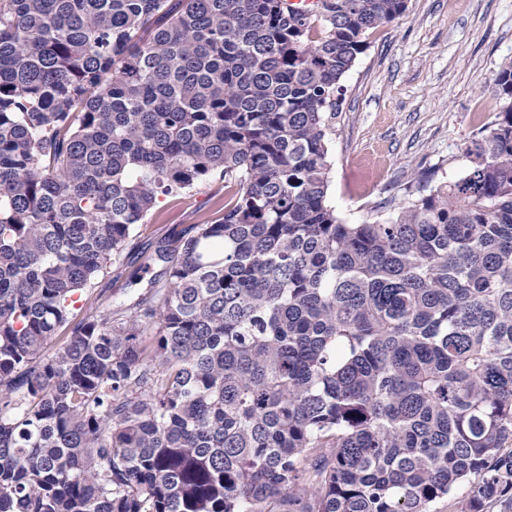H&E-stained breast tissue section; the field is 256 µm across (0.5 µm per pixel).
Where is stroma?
I'll return each instance as SVG.
<instances>
[{
    "label": "stroma",
    "mask_w": 512,
    "mask_h": 512,
    "mask_svg": "<svg viewBox=\"0 0 512 512\" xmlns=\"http://www.w3.org/2000/svg\"><path fill=\"white\" fill-rule=\"evenodd\" d=\"M367 42L343 80L329 143V202L349 224L397 212L411 198L413 177L425 173L437 184L469 167L466 142L504 105L495 77L512 60V0H408L406 12L370 31ZM223 203L220 184L158 195L137 231V257L101 276L86 305L105 311L130 292L131 276L160 268L162 242Z\"/></svg>",
    "instance_id": "obj_1"
}]
</instances>
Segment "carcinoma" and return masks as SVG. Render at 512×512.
Segmentation results:
<instances>
[{"label":"carcinoma","instance_id":"1","mask_svg":"<svg viewBox=\"0 0 512 512\" xmlns=\"http://www.w3.org/2000/svg\"><path fill=\"white\" fill-rule=\"evenodd\" d=\"M407 0H0V512H512V60L473 165L329 203ZM229 198L74 314L158 194Z\"/></svg>","mask_w":512,"mask_h":512}]
</instances>
